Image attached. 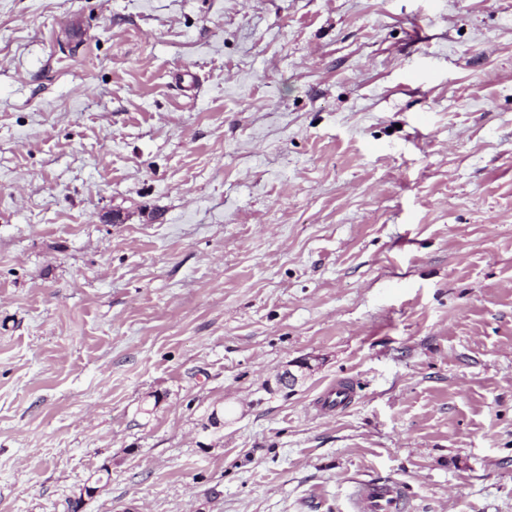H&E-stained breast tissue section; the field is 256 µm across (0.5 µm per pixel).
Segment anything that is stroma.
<instances>
[{"label": "stroma", "mask_w": 512, "mask_h": 512, "mask_svg": "<svg viewBox=\"0 0 512 512\" xmlns=\"http://www.w3.org/2000/svg\"><path fill=\"white\" fill-rule=\"evenodd\" d=\"M372 477L512 512V0H0V512ZM352 393V389L347 383H336L319 401L320 412L323 414L333 413L352 399Z\"/></svg>", "instance_id": "obj_1"}]
</instances>
